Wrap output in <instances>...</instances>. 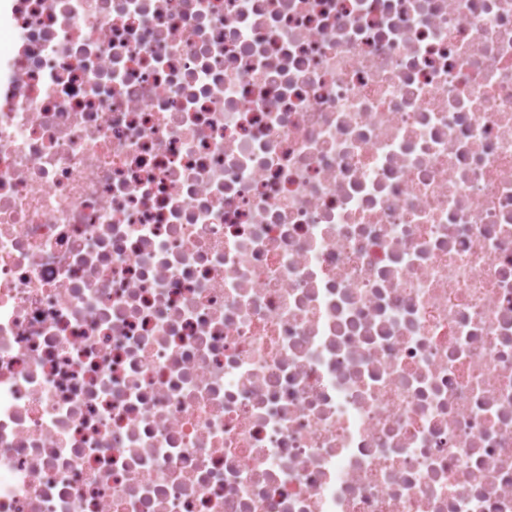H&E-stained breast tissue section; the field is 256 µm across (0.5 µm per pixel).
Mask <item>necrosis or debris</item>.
I'll return each mask as SVG.
<instances>
[{
    "mask_svg": "<svg viewBox=\"0 0 512 512\" xmlns=\"http://www.w3.org/2000/svg\"><path fill=\"white\" fill-rule=\"evenodd\" d=\"M0 512H512V0H0Z\"/></svg>",
    "mask_w": 512,
    "mask_h": 512,
    "instance_id": "obj_1",
    "label": "necrosis or debris"
}]
</instances>
